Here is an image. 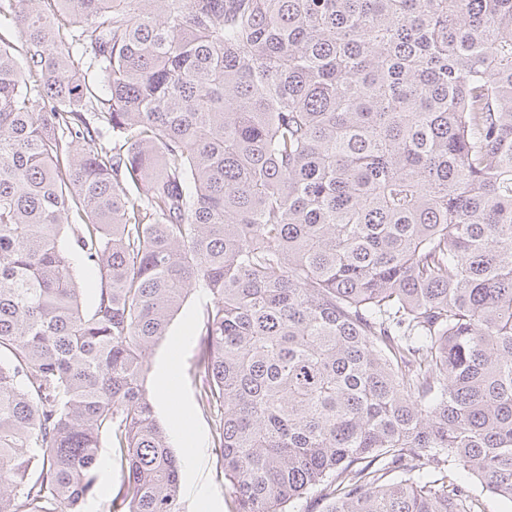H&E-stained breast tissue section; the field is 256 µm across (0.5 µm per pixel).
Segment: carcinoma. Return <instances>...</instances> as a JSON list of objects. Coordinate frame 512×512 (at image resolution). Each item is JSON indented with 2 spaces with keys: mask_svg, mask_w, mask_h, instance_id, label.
<instances>
[{
  "mask_svg": "<svg viewBox=\"0 0 512 512\" xmlns=\"http://www.w3.org/2000/svg\"><path fill=\"white\" fill-rule=\"evenodd\" d=\"M0 512H182L187 297L232 512L512 502V0H0ZM100 273L86 310L71 256ZM96 474V491L85 501L84 512H108L110 501L120 484L119 466L114 460L108 436H104L102 440L100 462Z\"/></svg>",
  "mask_w": 512,
  "mask_h": 512,
  "instance_id": "carcinoma-1",
  "label": "carcinoma"
}]
</instances>
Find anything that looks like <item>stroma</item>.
<instances>
[{"mask_svg":"<svg viewBox=\"0 0 512 512\" xmlns=\"http://www.w3.org/2000/svg\"><path fill=\"white\" fill-rule=\"evenodd\" d=\"M206 298L202 293L191 294L169 327V339L154 348L150 355L152 370L149 385L162 390L158 372L162 363L174 361L178 373V401L170 406L157 405V415L170 426L178 408L189 410L187 427L169 433L171 446L178 457H191L192 473L182 474L181 506L183 512H232L229 491L224 485L220 465L221 450L213 438V420L198 403L196 360L198 354L195 333L203 320ZM120 484V471L110 442H103L97 468L96 491L86 500L84 512H108L111 499Z\"/></svg>","mask_w":512,"mask_h":512,"instance_id":"obj_1","label":"stroma"}]
</instances>
